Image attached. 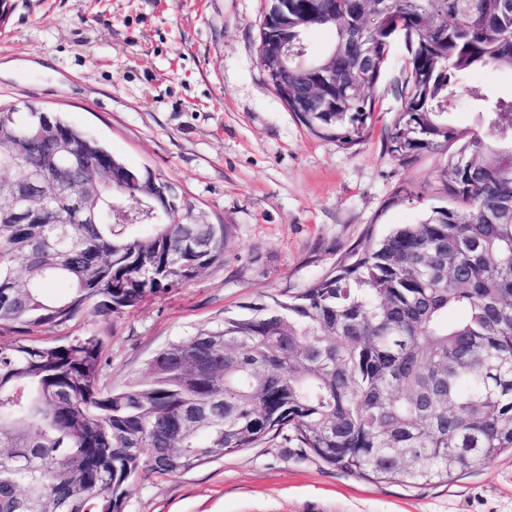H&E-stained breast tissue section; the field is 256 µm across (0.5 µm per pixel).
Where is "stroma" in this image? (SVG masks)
Segmentation results:
<instances>
[{"label":"stroma","instance_id":"1","mask_svg":"<svg viewBox=\"0 0 512 512\" xmlns=\"http://www.w3.org/2000/svg\"><path fill=\"white\" fill-rule=\"evenodd\" d=\"M0 29V105L59 113L128 166L150 170L224 225L223 263L103 321L57 330L109 344L107 380L142 376L169 343L244 306L287 298L369 235L413 224L447 199L448 155L403 166L385 151L401 107L403 41L373 90L374 123L344 149L278 98L258 60L266 0H14ZM512 92V72L470 75L450 114L477 128L472 91ZM410 192L398 202L397 191ZM125 512H512V454L446 484L407 489L351 476L279 436L166 478L130 485Z\"/></svg>","mask_w":512,"mask_h":512}]
</instances>
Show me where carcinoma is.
Masks as SVG:
<instances>
[{"label": "carcinoma", "instance_id": "carcinoma-1", "mask_svg": "<svg viewBox=\"0 0 512 512\" xmlns=\"http://www.w3.org/2000/svg\"><path fill=\"white\" fill-rule=\"evenodd\" d=\"M288 4L280 37L302 60L288 82L336 55V94L297 112L312 134L352 148L369 135L372 90L402 29V111L386 131L405 164L455 142L441 183L448 205L354 248L285 302L250 305L159 351L122 389L105 379L95 332L38 342L91 307L106 319L179 288L224 258L222 224L166 219L173 188L128 167L60 116L78 154L46 184L39 224H0V512H124L137 479L175 475L292 430L299 447L358 477L406 488L445 483L512 451V94L473 104L482 127L448 120L451 94L480 70H512L508 0H335L336 22ZM332 33L311 54L307 34ZM33 106L0 107V140L18 149L16 182L49 147ZM134 180L112 186L104 167ZM98 190L100 224H54L53 209ZM139 196L133 224L108 221ZM64 281L68 291L46 289Z\"/></svg>", "mask_w": 512, "mask_h": 512}]
</instances>
